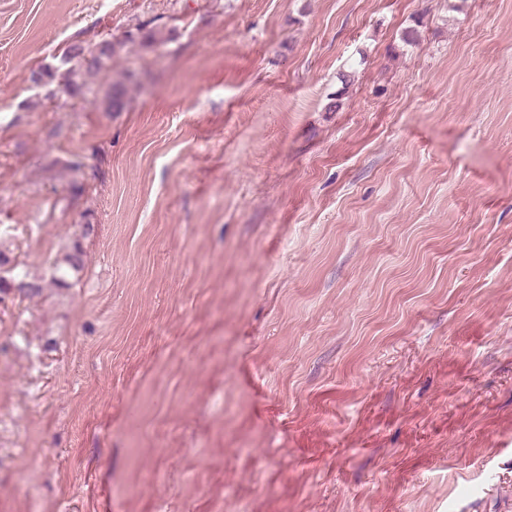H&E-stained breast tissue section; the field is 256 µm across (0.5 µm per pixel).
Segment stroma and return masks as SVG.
I'll use <instances>...</instances> for the list:
<instances>
[{
	"mask_svg": "<svg viewBox=\"0 0 512 512\" xmlns=\"http://www.w3.org/2000/svg\"><path fill=\"white\" fill-rule=\"evenodd\" d=\"M0 255V512H512V0H0ZM145 26H138L136 32L126 31L123 37L112 41H101L90 47L89 45L77 44L69 49L70 59H76V65L66 75V84L69 83L77 73L83 74L87 79H94L103 70L112 66V58L127 44L142 43L146 38L153 39L155 43L162 40L156 38L154 29L144 32Z\"/></svg>",
	"mask_w": 512,
	"mask_h": 512,
	"instance_id": "obj_1",
	"label": "stroma"
}]
</instances>
